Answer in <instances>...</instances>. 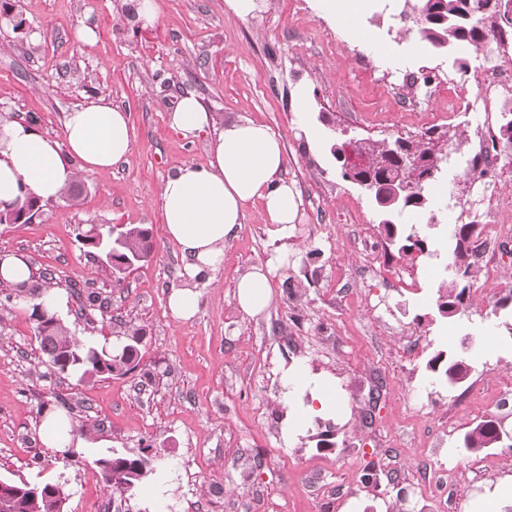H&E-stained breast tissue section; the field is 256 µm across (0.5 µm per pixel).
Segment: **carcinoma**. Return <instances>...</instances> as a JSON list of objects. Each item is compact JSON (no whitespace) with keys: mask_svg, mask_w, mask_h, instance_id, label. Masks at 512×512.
<instances>
[{"mask_svg":"<svg viewBox=\"0 0 512 512\" xmlns=\"http://www.w3.org/2000/svg\"><path fill=\"white\" fill-rule=\"evenodd\" d=\"M503 0H404L398 13L399 21H412L421 41L438 51H455L460 47L481 50L491 39H497L498 18L501 17ZM412 164L406 170L408 191L400 194L397 202L385 209L390 214L388 234L398 236V225L410 212L427 211L432 206L430 187L441 172L442 162L449 157L435 148L430 138L403 140ZM391 143L382 140L363 139L355 142L352 152L368 159L386 157ZM19 207L9 211L0 210V224L17 223L22 214L34 213L38 202L25 197L17 200ZM476 231L473 223L458 224L453 230V270L448 274V285L439 293L437 309L441 316L454 317L463 305L468 290V280L474 276L471 238ZM81 244L91 254L109 257L103 266L109 270L119 267L129 259H147L153 252L151 231L140 225L126 224L120 235L112 236V227L99 225L88 228L81 234ZM399 250L408 254L428 252L427 243L414 232L405 237ZM41 303L32 305L35 335L45 357L47 372L72 373L80 380L88 381L103 375L126 376L134 372L139 364V345L143 331L129 328L124 339L112 346L96 342H82L71 333L61 317L50 312L52 318L42 320L38 314ZM429 371L440 384L448 387L462 385L469 373L466 360L455 353L438 351L428 361ZM499 423L485 419L477 423L462 439V449L467 453H478L488 448L505 445L499 440ZM161 450L147 445L136 454H111L97 460L101 475L112 470L122 472L121 477L108 482L112 488V499L121 502L134 495L148 483L158 470ZM17 495L0 512H66V497L62 487L45 483L34 488L23 481L13 483Z\"/></svg>","mask_w":512,"mask_h":512,"instance_id":"obj_1","label":"carcinoma"}]
</instances>
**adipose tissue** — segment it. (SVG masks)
<instances>
[{
    "mask_svg": "<svg viewBox=\"0 0 512 512\" xmlns=\"http://www.w3.org/2000/svg\"><path fill=\"white\" fill-rule=\"evenodd\" d=\"M371 0H318L337 30L352 39L367 38L361 19ZM171 127L194 139L213 128L210 112L194 94L181 96L169 113ZM133 148L127 113L102 96H90L65 114L64 138L37 131L25 119L0 122V209L32 196L42 202L61 199L77 172L105 174ZM283 145L267 125L250 119L228 122L214 140L208 164L186 163L167 176L162 189V221L168 238L188 264L186 282L171 291L175 319L192 318L198 308V282L224 263V246L244 224L249 207L259 206L263 223L286 237L300 198L283 175ZM272 298L268 271L256 267L237 283L236 299L248 314L263 311ZM286 406L282 435L292 441L315 418L336 411V382L310 374L300 363L281 370ZM308 403H297L301 393Z\"/></svg>",
    "mask_w": 512,
    "mask_h": 512,
    "instance_id": "adipose-tissue-1",
    "label": "adipose tissue"
}]
</instances>
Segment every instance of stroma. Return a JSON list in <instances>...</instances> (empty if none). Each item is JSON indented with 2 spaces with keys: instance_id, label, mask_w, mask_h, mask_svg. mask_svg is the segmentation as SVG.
<instances>
[{
  "instance_id": "stroma-1",
  "label": "stroma",
  "mask_w": 512,
  "mask_h": 512,
  "mask_svg": "<svg viewBox=\"0 0 512 512\" xmlns=\"http://www.w3.org/2000/svg\"><path fill=\"white\" fill-rule=\"evenodd\" d=\"M160 20H136L137 0H5L0 5V115L25 117L59 139L65 112L86 96L124 108L134 145L104 175L80 174L78 203L40 206L27 222L0 224V254L23 255L35 271H51L61 289L96 292L100 308L81 316L66 298L75 336L119 339L142 328L139 373L78 382L46 375L22 295L0 311V479L60 484L67 512H113L112 491L98 458L163 449L175 478L169 512H512L501 484L512 482V448L455 455L453 446L481 420L501 419L512 433V313L484 296L473 278L459 315L437 311L450 263L455 225L478 221L480 240L496 239L500 271L512 284V234L497 237L491 212L512 203V143L499 145L495 171L469 180L472 157L499 129L512 93L483 110L482 77L497 45L454 56L419 43L388 13L365 16L368 41L339 35L315 0H260L242 19L225 0H159ZM96 41L74 40L78 23ZM433 73L429 86L408 87L409 74ZM306 83L305 115L294 92ZM466 84L469 103L449 108L448 91ZM196 94L215 118L251 119L281 138L286 174L302 207L287 238L276 237L250 212L224 248V265L199 283V311L173 318L167 298L186 280L185 262L161 222L162 184L180 165L206 164L214 132L187 141L168 111ZM318 131L307 142L304 130ZM434 129L468 141L443 180L455 206L417 226L430 251L418 258L388 243L375 202L342 176L334 147L360 138H415ZM142 224L152 231L151 257L115 280L77 240L92 225ZM272 266L273 296L261 314L238 306L236 281L256 266ZM462 354L470 371L451 389L431 380L438 350ZM307 365L336 381L339 405L333 448L308 435L284 444L280 367ZM71 401L72 424L97 423L99 445L45 444L39 427ZM497 467L486 471V459ZM375 463L376 483L361 475ZM448 471L447 490L413 493L426 466Z\"/></svg>"
}]
</instances>
